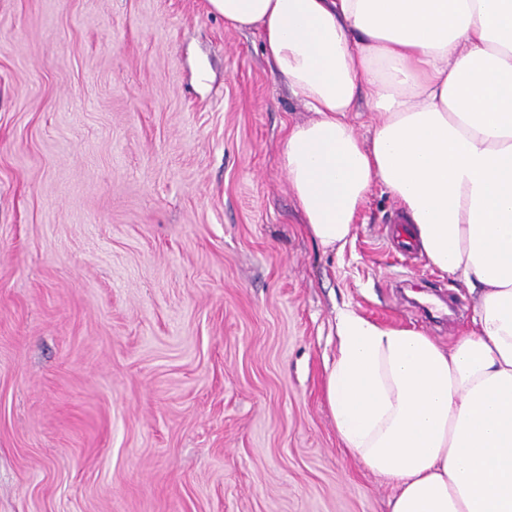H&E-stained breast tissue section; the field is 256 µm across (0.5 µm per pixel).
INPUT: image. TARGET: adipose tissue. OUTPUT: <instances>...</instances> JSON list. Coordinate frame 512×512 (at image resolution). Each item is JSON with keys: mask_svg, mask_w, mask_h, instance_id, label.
<instances>
[{"mask_svg": "<svg viewBox=\"0 0 512 512\" xmlns=\"http://www.w3.org/2000/svg\"><path fill=\"white\" fill-rule=\"evenodd\" d=\"M208 2L316 114L280 158L313 240L343 247L378 184L428 266L478 295L447 346L339 310L325 395L345 448L395 483L390 512H512V0ZM362 92L367 139L347 118Z\"/></svg>", "mask_w": 512, "mask_h": 512, "instance_id": "ef3b65f1", "label": "adipose tissue"}]
</instances>
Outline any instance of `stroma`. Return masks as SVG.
Instances as JSON below:
<instances>
[{
	"label": "stroma",
	"mask_w": 512,
	"mask_h": 512,
	"mask_svg": "<svg viewBox=\"0 0 512 512\" xmlns=\"http://www.w3.org/2000/svg\"><path fill=\"white\" fill-rule=\"evenodd\" d=\"M312 118L208 0H0V512H388L327 406L336 313L446 345L474 296L388 249L383 187L311 240Z\"/></svg>",
	"instance_id": "35a3bbf8"
}]
</instances>
